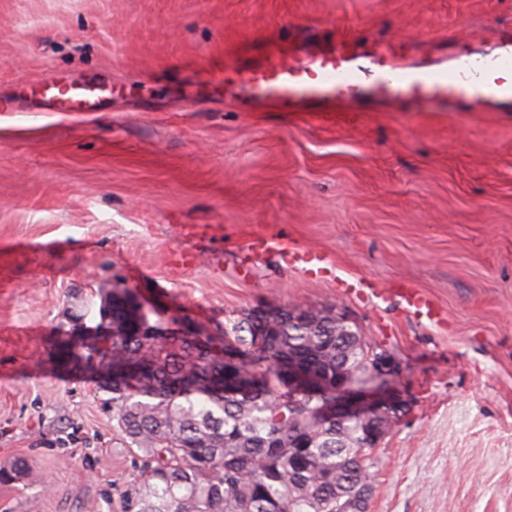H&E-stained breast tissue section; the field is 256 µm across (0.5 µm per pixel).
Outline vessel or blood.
I'll use <instances>...</instances> for the list:
<instances>
[{
  "label": "vessel or blood",
  "instance_id": "b4317fda",
  "mask_svg": "<svg viewBox=\"0 0 512 512\" xmlns=\"http://www.w3.org/2000/svg\"><path fill=\"white\" fill-rule=\"evenodd\" d=\"M206 74L213 87L239 86L246 95L281 112H332L336 108L370 109L383 105L394 112L504 111L512 108V29L498 33L492 47L473 52L469 43L454 42L442 56L410 58L402 44L388 42L362 52L351 41L330 49L298 55L285 49L264 52L254 63ZM72 83L46 81L43 94L60 111L96 108L97 89L84 85L74 97ZM249 255L277 254L288 266L312 279L333 276L335 266L320 252L259 236L247 246ZM408 313L437 323L434 305L418 290L399 284L393 290Z\"/></svg>",
  "mask_w": 512,
  "mask_h": 512
}]
</instances>
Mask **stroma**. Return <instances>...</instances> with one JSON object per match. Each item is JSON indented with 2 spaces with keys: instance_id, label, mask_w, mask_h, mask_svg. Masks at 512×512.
Listing matches in <instances>:
<instances>
[{
  "instance_id": "stroma-1",
  "label": "stroma",
  "mask_w": 512,
  "mask_h": 512,
  "mask_svg": "<svg viewBox=\"0 0 512 512\" xmlns=\"http://www.w3.org/2000/svg\"><path fill=\"white\" fill-rule=\"evenodd\" d=\"M303 17L317 44L483 52L512 0H0V468L36 476L0 483V512H112L132 480L107 392L54 358L70 313L115 287L212 329L335 310L401 368L367 512H512V112H278L199 84L241 49L297 41ZM49 76L108 93L43 112ZM256 234L325 253L337 278L251 264ZM358 276L383 298L347 294ZM401 280L442 324L401 309Z\"/></svg>"
}]
</instances>
